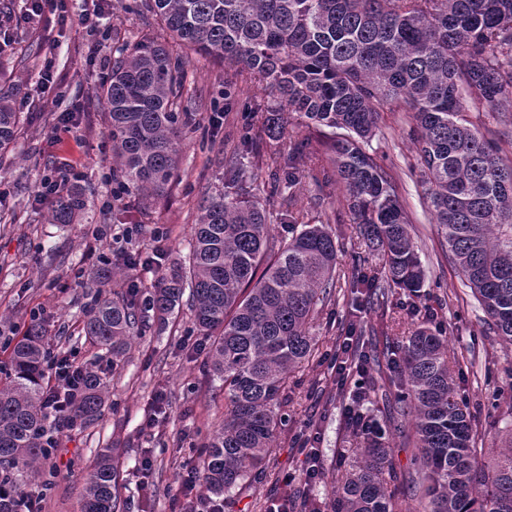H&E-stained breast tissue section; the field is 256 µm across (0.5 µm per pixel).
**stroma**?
<instances>
[{"instance_id": "stroma-1", "label": "stroma", "mask_w": 512, "mask_h": 512, "mask_svg": "<svg viewBox=\"0 0 512 512\" xmlns=\"http://www.w3.org/2000/svg\"><path fill=\"white\" fill-rule=\"evenodd\" d=\"M25 7L26 0H0V21L10 37L0 51V92L10 93L19 114L15 141L0 154V220L7 223L0 230V319L20 324L33 316L42 319L52 356L101 373L108 391L101 417L60 433L58 448L41 461L39 474L21 475L20 483L30 496L41 497L43 512H80L82 476L100 450L109 447L119 456L124 512H172L173 497L199 448L224 422V384L209 376L204 355L192 349L200 336L185 303L166 324L147 320L133 336L127 360L113 366L111 350L92 345L82 331L83 312L96 293L90 271L100 256L148 252L156 246L161 259L136 271L143 293L153 292L188 255L201 198L223 188L227 172L234 169L251 197L266 208L273 237L323 223L336 233L339 252L335 300L319 309L312 327L315 357L290 379L288 401L280 408L287 423L264 473L226 495L224 512H271L284 499L304 496L325 504L360 445L344 421L348 396L338 392L327 362L343 339L340 323L349 311L355 256L364 257L367 265L378 264L342 188L303 173L294 187L271 192V157L305 138L306 129L291 124L281 138H269L267 120L277 101L262 83L252 79L239 89L229 88L222 65L195 55L186 66L184 89L185 101L196 107L195 125L183 137L178 182L146 208L133 197L109 204L108 118L94 91L110 72L116 47L157 31L159 23L142 0H112L97 24H84L79 15L92 9L91 0H68L67 22H59L57 11L48 9L31 23L12 24L11 15ZM48 58L54 61V79L44 82L38 72ZM407 130L405 113L381 111L371 148L399 184L427 281L419 295L396 290L385 309L365 307L360 319L386 321L391 340L399 342L434 315L435 326L448 338L455 378L482 431L476 458L486 466L504 427L512 428V343L488 333L485 313L431 222ZM47 178L85 188L88 202L79 223H49V202L36 197ZM159 392L168 417L151 426L150 403ZM309 422L319 432L324 475L310 489L300 480L283 485L282 471L301 467L294 438ZM146 459L151 462L147 475L141 472Z\"/></svg>"}]
</instances>
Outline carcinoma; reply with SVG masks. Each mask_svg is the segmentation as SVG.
I'll list each match as a JSON object with an SVG mask.
<instances>
[{
  "label": "carcinoma",
  "mask_w": 512,
  "mask_h": 512,
  "mask_svg": "<svg viewBox=\"0 0 512 512\" xmlns=\"http://www.w3.org/2000/svg\"><path fill=\"white\" fill-rule=\"evenodd\" d=\"M163 34L117 49L98 94L109 116L116 181L148 206L175 182L183 130L194 118L183 101L191 54L247 73L276 95L267 134L280 137L284 113L295 112L320 137L343 185L348 210L382 257L350 282L383 307L396 288L420 292L425 271L394 177L367 150L379 109L409 114L432 223L488 318V330L512 342V158L468 119L469 105L499 112L512 124V0H144ZM18 124L0 93V151ZM308 138L280 156L274 190L320 159ZM207 194L199 202L186 264L138 301L117 292L129 277L124 255L92 274L99 287L83 331L112 349L117 368L146 310L170 315L189 294L195 324L209 336L206 363L224 382V423L199 455L203 491L222 495L262 470L285 419L277 411L288 378L313 359L311 324L318 304L332 301L338 240L324 224H305L273 241L266 210L243 194ZM85 208L82 189L57 196L53 224H74ZM44 324L20 329L0 321L15 340L0 379V470H27L47 453L49 417L42 404L50 350ZM447 337L420 326L406 342L383 343L369 366L364 352L358 404L372 393L390 401L394 418L413 421L414 452L401 494L389 448L391 424L368 419L365 448L329 503V512H512V432L490 465L478 466L475 421L459 397ZM103 378L88 371L73 421L91 424L104 405ZM119 466L112 449L87 472L82 512H121Z\"/></svg>",
  "instance_id": "1"
}]
</instances>
